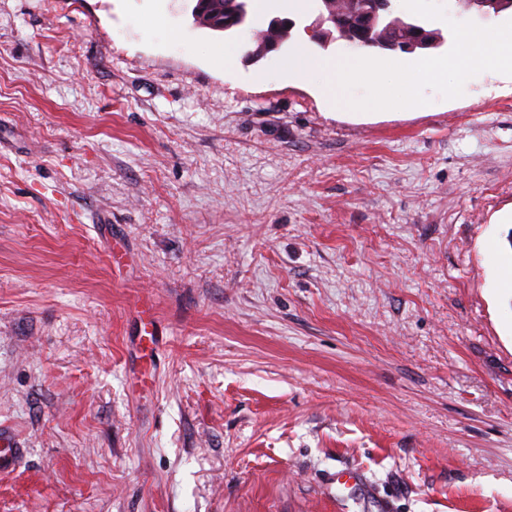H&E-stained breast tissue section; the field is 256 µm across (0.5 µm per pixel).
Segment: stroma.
<instances>
[{
  "instance_id": "35a3bbf8",
  "label": "stroma",
  "mask_w": 512,
  "mask_h": 512,
  "mask_svg": "<svg viewBox=\"0 0 512 512\" xmlns=\"http://www.w3.org/2000/svg\"><path fill=\"white\" fill-rule=\"evenodd\" d=\"M193 5L0 0V512H512V82L334 109L316 6ZM199 26L232 34L249 23V0H201ZM270 21L268 22L266 28L254 31L253 43L255 47L254 49L247 48V50H257L263 48L267 49V54L271 51L278 50L283 44H285L288 41V39L290 38L291 30L295 26L293 22L290 25L286 24L283 26H280V23H277L276 26L280 27L275 28L269 26ZM25 455V448L14 433L4 427L0 428V473L8 474L13 472Z\"/></svg>"
}]
</instances>
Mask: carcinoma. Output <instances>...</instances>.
Instances as JSON below:
<instances>
[{
    "instance_id": "carcinoma-1",
    "label": "carcinoma",
    "mask_w": 512,
    "mask_h": 512,
    "mask_svg": "<svg viewBox=\"0 0 512 512\" xmlns=\"http://www.w3.org/2000/svg\"><path fill=\"white\" fill-rule=\"evenodd\" d=\"M249 0H201L199 9V26L215 32L232 34L249 23ZM293 25L278 28L266 26L254 31L253 43L257 49L269 52L279 49L290 38ZM333 32L331 39H339L349 45H358L372 52L392 51L393 43L399 38L414 39L422 35L417 51L426 53L439 48L445 38L438 30H429L416 19H404L393 15V8H388L377 23L364 25L357 19L336 13V22L330 25Z\"/></svg>"
}]
</instances>
